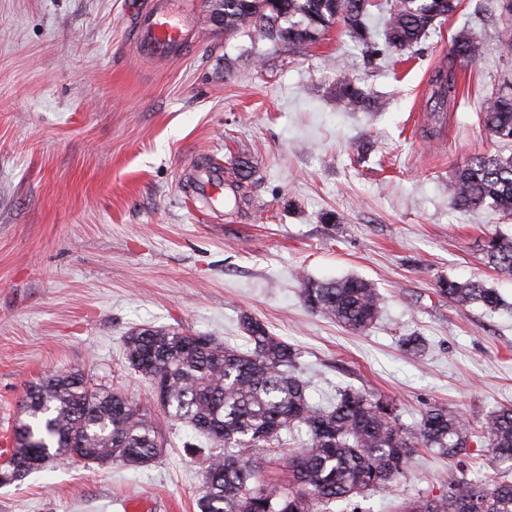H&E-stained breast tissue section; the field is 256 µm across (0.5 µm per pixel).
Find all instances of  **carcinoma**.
I'll return each instance as SVG.
<instances>
[{"label":"carcinoma","instance_id":"cac0c4a2","mask_svg":"<svg viewBox=\"0 0 512 512\" xmlns=\"http://www.w3.org/2000/svg\"><path fill=\"white\" fill-rule=\"evenodd\" d=\"M456 2L387 0V43L399 51L414 47L456 10ZM494 2L508 21L499 36L512 42V0ZM221 6L226 35L248 29L262 40L308 46L339 23L372 47L366 18L373 0L213 4ZM477 53L471 37L454 38L453 59L472 61ZM464 81L452 63L437 72L431 109L435 123ZM336 105L345 111L377 107L346 76L338 79ZM480 120L493 137L512 143V86L490 98ZM451 192L464 209L488 207L512 215V154L469 158L456 169ZM484 250L497 273L512 276V237L493 233ZM300 284L308 310L350 332H365L381 312L377 288L358 276L318 280L303 275ZM438 293L461 309L502 307L498 292L478 281L441 279ZM239 328L243 349L214 336L159 327L136 328L123 337L126 362L151 383L164 415L184 422L209 443L200 512H330L333 503L390 486L407 473L412 454L420 449L446 459L476 453L488 461L490 473L480 479L462 473L439 493L423 492L397 512H512V405L486 413L475 430L448 405L426 408L407 426L395 402L351 387L339 391L336 402L317 408L307 399L311 385L298 373V349L250 313L240 315ZM400 346L416 356L426 343L420 336H404ZM22 413L34 422H15L5 481L20 480L29 474L32 461L55 456L87 468H140L163 452L159 426L145 409L117 389L92 383L79 370H56L28 386ZM302 430L307 439L288 457V482L267 478L254 461L255 451L275 454L283 436Z\"/></svg>","mask_w":512,"mask_h":512}]
</instances>
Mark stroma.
<instances>
[{
    "mask_svg": "<svg viewBox=\"0 0 512 512\" xmlns=\"http://www.w3.org/2000/svg\"><path fill=\"white\" fill-rule=\"evenodd\" d=\"M151 0H0V454L26 388L56 369H79L159 413L150 384L128 368L132 328L176 327L243 346L249 312L298 348L311 403L338 388L397 403L413 425L428 405L477 425L512 404V278L489 264L484 239L512 234V216L456 207L457 165L510 154L477 113L512 81L491 0H459L410 54L368 56L342 26L318 44L278 46L224 34L206 0H187L195 33L176 58L134 50L137 12ZM474 37L459 94L426 134L435 72L454 37ZM376 97L374 111L340 112L336 81ZM220 167L239 181L236 202L213 210L193 193L197 173ZM356 275L383 297L382 314L353 335L311 313L299 274ZM480 280L505 307L459 308L437 281ZM426 339L419 357L399 339ZM165 455L149 466L87 468L54 459L0 485V512H111L118 499L151 512H199L193 430L161 421ZM486 461L424 452L406 478L357 497L359 512H395Z\"/></svg>",
    "mask_w": 512,
    "mask_h": 512,
    "instance_id": "1",
    "label": "stroma"
}]
</instances>
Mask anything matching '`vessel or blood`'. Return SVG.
<instances>
[{
  "instance_id": "obj_1",
  "label": "vessel or blood",
  "mask_w": 512,
  "mask_h": 512,
  "mask_svg": "<svg viewBox=\"0 0 512 512\" xmlns=\"http://www.w3.org/2000/svg\"><path fill=\"white\" fill-rule=\"evenodd\" d=\"M179 0H156L152 9L141 14L135 31V48L140 57L166 60L175 57L188 33L178 18ZM224 176L215 167L200 171L194 182V192L211 204L223 203Z\"/></svg>"
}]
</instances>
